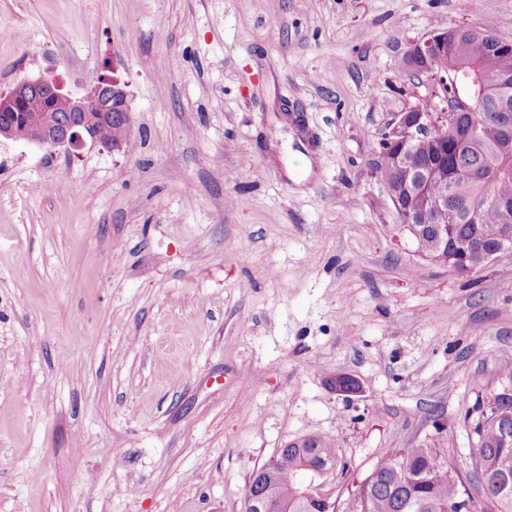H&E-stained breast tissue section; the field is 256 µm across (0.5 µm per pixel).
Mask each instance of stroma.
<instances>
[{
	"mask_svg": "<svg viewBox=\"0 0 512 512\" xmlns=\"http://www.w3.org/2000/svg\"><path fill=\"white\" fill-rule=\"evenodd\" d=\"M451 28L512 41V0H0V94L114 79L131 111L119 151L0 142V512H245L309 436L338 512L410 448L470 470L512 252L420 257L375 170ZM403 229L415 243L417 252L424 258L447 265L449 264L462 274H467L473 271L474 267L470 264L466 256L451 251L443 253V247L440 245L439 247L434 245L432 246L431 244L424 242L421 236L414 234L407 228Z\"/></svg>",
	"mask_w": 512,
	"mask_h": 512,
	"instance_id": "obj_1",
	"label": "stroma"
}]
</instances>
